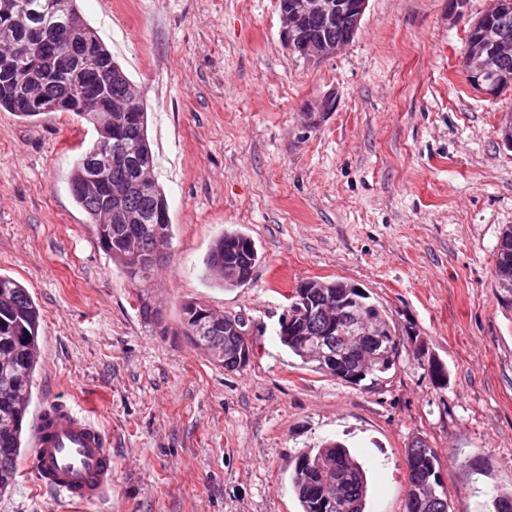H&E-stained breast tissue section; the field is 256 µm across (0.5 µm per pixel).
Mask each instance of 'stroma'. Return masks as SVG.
I'll return each instance as SVG.
<instances>
[{
	"instance_id": "obj_1",
	"label": "stroma",
	"mask_w": 512,
	"mask_h": 512,
	"mask_svg": "<svg viewBox=\"0 0 512 512\" xmlns=\"http://www.w3.org/2000/svg\"><path fill=\"white\" fill-rule=\"evenodd\" d=\"M490 5L452 17L448 0H369L354 39L308 63L284 43L278 0H78L141 91L172 224L166 258L135 287L70 192L93 125L0 111V273L41 313L29 411L91 409L111 439L112 495L88 512H300L292 463L326 441L364 463L367 512H405L418 438L449 512H491L494 489L512 486V303L492 276L512 225V90L485 95L463 67ZM328 95L333 111L306 124ZM226 231L262 255L239 288L203 274ZM310 278L356 284L386 311L399 357L382 381L346 384L281 344L289 295ZM187 302L246 321L243 370L184 335ZM0 512L63 504L20 475Z\"/></svg>"
}]
</instances>
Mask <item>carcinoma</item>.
<instances>
[{"mask_svg":"<svg viewBox=\"0 0 512 512\" xmlns=\"http://www.w3.org/2000/svg\"><path fill=\"white\" fill-rule=\"evenodd\" d=\"M30 15L37 22L54 29L57 33L76 31L93 39L102 58L111 62L112 81L104 83L97 64L85 60L78 64L69 82L51 84L37 72L28 70V59L16 58V69L23 71L21 78L28 81L31 92L58 97L68 93L93 96L107 85L112 105L119 107L129 97L135 85L129 80L121 66L112 60L111 53L97 33L84 20L77 0H26ZM301 24L316 40H331L349 35L351 19L339 22L329 20L323 13L302 19ZM479 37L504 38L512 42V11L492 14L487 31ZM0 110L13 112L23 118L38 116L36 112H25L18 102L12 82L0 76ZM81 118L95 127L97 136L93 145H104L112 152H119L137 164L151 170L154 160L148 137L147 112L127 121L120 135L116 136L101 120L98 113L87 112ZM89 171L82 159H77L70 176V190L76 204L86 214L99 247L118 262L131 279L144 281L149 270L137 276L131 270L132 256L141 251L168 249L172 238V224L162 226V234L156 233V225L147 220L131 231L117 220H109L102 207L101 195L106 189H114L134 179L133 168L114 166L100 172V183L87 185ZM125 208L139 215L150 216L168 208L163 190L156 180H151L138 190L132 191L125 200ZM260 260L258 250L224 251V236H218L211 244L204 260V274L224 288L241 286L234 276L224 277V272L239 268L253 269ZM493 278L497 292H512V225L502 232L497 246ZM340 303L348 310L375 320L383 339L377 349L373 364L362 375L357 363L360 354L356 351L338 356L342 373L330 372L308 357L310 336L321 335L326 322L320 312L325 304ZM198 303L188 302L183 306L184 334L195 345L206 349L225 344L224 319L220 315L209 320V330L195 331ZM300 335L298 341H285L286 346L302 364L312 370L358 386L365 380L375 383L394 367L398 355V337L394 325L385 312L369 301V295L355 285L336 280L325 289V295L309 301L304 311L298 313ZM41 314L28 289L15 279L0 274V493L10 489L15 482L18 459L22 454L23 426L33 397L34 375L38 365L37 338ZM405 460L413 463L412 473L407 476L409 492L406 512H448V495L440 472L439 459L429 444L416 439L405 450ZM290 480L301 512H318L317 505L323 493H336V508L333 512H365L368 482L363 465L349 449L336 442H328L299 454L293 463Z\"/></svg>","mask_w":512,"mask_h":512,"instance_id":"obj_1","label":"carcinoma"}]
</instances>
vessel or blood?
<instances>
[{"mask_svg": "<svg viewBox=\"0 0 512 512\" xmlns=\"http://www.w3.org/2000/svg\"><path fill=\"white\" fill-rule=\"evenodd\" d=\"M27 474L58 494L74 512L108 499L112 490L111 441L91 418L70 406L44 409L35 419Z\"/></svg>", "mask_w": 512, "mask_h": 512, "instance_id": "1", "label": "vessel or blood"}]
</instances>
